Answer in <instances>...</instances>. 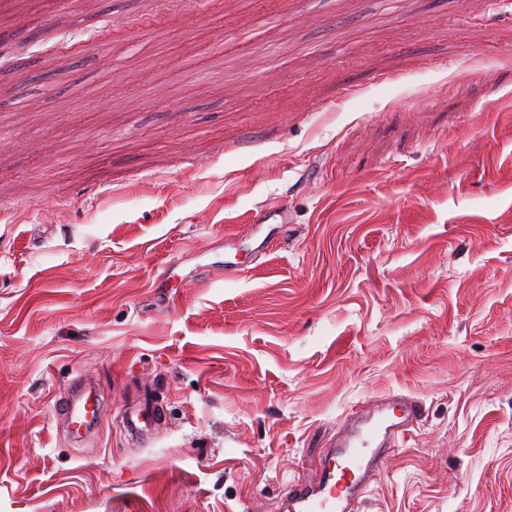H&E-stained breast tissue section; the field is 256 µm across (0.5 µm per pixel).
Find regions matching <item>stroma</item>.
Listing matches in <instances>:
<instances>
[{
	"label": "stroma",
	"instance_id": "stroma-1",
	"mask_svg": "<svg viewBox=\"0 0 512 512\" xmlns=\"http://www.w3.org/2000/svg\"><path fill=\"white\" fill-rule=\"evenodd\" d=\"M385 397L358 512H512V0H0V512H280ZM100 403L92 390L73 398L70 401L67 415V429L76 439L83 438L98 423Z\"/></svg>",
	"mask_w": 512,
	"mask_h": 512
}]
</instances>
